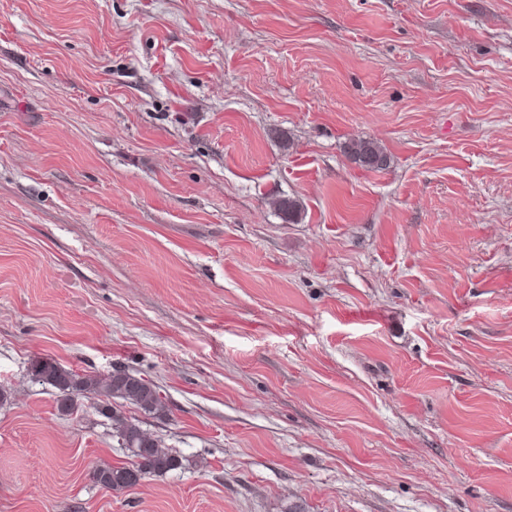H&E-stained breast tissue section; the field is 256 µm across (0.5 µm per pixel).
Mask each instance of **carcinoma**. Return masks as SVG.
<instances>
[{
	"mask_svg": "<svg viewBox=\"0 0 512 512\" xmlns=\"http://www.w3.org/2000/svg\"><path fill=\"white\" fill-rule=\"evenodd\" d=\"M347 153L354 163L366 170L379 171L389 166V155L371 139L351 141L347 145ZM275 208L288 223L297 222L301 214L300 203L294 198L276 200ZM30 379L55 389L59 407L65 413L75 409V399L80 396L97 397L103 402L100 412L112 419V436L126 451L129 461L97 466L93 472L97 484L122 491L150 476L181 468L180 456L147 433L140 426L139 419L126 416L119 410L121 406L131 405L148 415L166 413L165 398L151 381L122 368H115L106 375L80 373L49 358L31 363Z\"/></svg>",
	"mask_w": 512,
	"mask_h": 512,
	"instance_id": "obj_1",
	"label": "carcinoma"
}]
</instances>
